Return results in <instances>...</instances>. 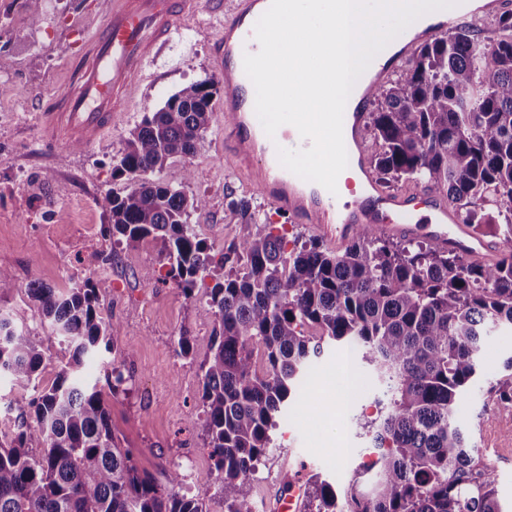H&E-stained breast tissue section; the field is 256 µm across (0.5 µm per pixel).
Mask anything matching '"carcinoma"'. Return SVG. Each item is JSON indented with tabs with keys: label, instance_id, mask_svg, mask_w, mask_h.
<instances>
[{
	"label": "carcinoma",
	"instance_id": "carcinoma-1",
	"mask_svg": "<svg viewBox=\"0 0 512 512\" xmlns=\"http://www.w3.org/2000/svg\"><path fill=\"white\" fill-rule=\"evenodd\" d=\"M485 42L463 25L424 43L397 79L378 88L368 128L379 143L374 169L389 183L424 179L462 203V222L491 234L492 264L464 261L426 241L402 245L371 230L341 253L317 238L288 239L251 211L230 207L250 230L213 251L188 224L205 206L158 174L190 159L207 131L212 82L183 86L129 132L113 168L129 189L98 206L112 236L128 244L162 240L167 276L193 294L206 278L199 313L214 322L211 355L200 364L205 448L224 512H253V474L273 442L281 412L298 399L324 346H349L376 371L387 403L370 422L376 459L370 493L344 495L315 484L309 512H503L496 478L455 423L482 368L493 328H512V13ZM506 206L484 223V206ZM99 277L60 292L30 284L43 323L69 358L38 388L44 340L0 312V380L35 395L8 404L17 430L0 435V512H206L203 503L140 471L112 432L97 384L80 367L109 350ZM491 392L512 410V358Z\"/></svg>",
	"mask_w": 512,
	"mask_h": 512
}]
</instances>
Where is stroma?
<instances>
[{"mask_svg": "<svg viewBox=\"0 0 512 512\" xmlns=\"http://www.w3.org/2000/svg\"><path fill=\"white\" fill-rule=\"evenodd\" d=\"M106 0H42L39 21H31L27 0H0V55L11 65L0 70V268L11 272L16 289L0 290V311L33 335L47 337L36 301L24 287L36 283L59 290L85 279L108 278L103 299L110 351L104 361H89L84 372L96 380L112 417L121 447L130 449L139 470L163 477L176 461H193L191 494L207 512H223L212 463L204 447L199 366L210 352L213 324L198 308L203 289L185 296L167 279L160 241L115 243L110 221L98 206L102 195L124 193L125 179L112 175L129 132L144 114L161 106L184 85L219 81L213 42L219 14L211 0H195L181 29L138 76L130 103L111 132L91 146L49 149L39 138L37 113L49 105L79 51L82 33L99 28ZM223 89H216L212 121L192 159L193 177L183 181V162L172 159L162 179L186 194L205 196V208L189 221L214 248H226L247 232L227 207L229 196L247 199L253 210L285 225L300 239L311 236L278 213L256 189L242 185L224 157ZM96 262H89L91 253ZM156 272L153 281L145 270ZM192 339L184 358L174 352L181 333ZM512 357V332L495 330L486 337L481 360L486 373L460 409L457 419L471 446L498 475L496 490L504 512H512V447L482 448L477 422L485 409L500 411L490 381L504 373ZM129 376L124 390L111 389L110 361ZM383 386L370 366L341 346L326 347L314 359L305 389L273 434V446L255 475V512H274L278 497L312 491L326 480L337 490H370L372 478L362 468L369 460L371 435L366 428L377 415Z\"/></svg>", "mask_w": 512, "mask_h": 512, "instance_id": "1", "label": "stroma"}]
</instances>
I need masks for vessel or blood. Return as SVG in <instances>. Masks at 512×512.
I'll use <instances>...</instances> for the list:
<instances>
[{
	"instance_id": "obj_1",
	"label": "vessel or blood",
	"mask_w": 512,
	"mask_h": 512,
	"mask_svg": "<svg viewBox=\"0 0 512 512\" xmlns=\"http://www.w3.org/2000/svg\"><path fill=\"white\" fill-rule=\"evenodd\" d=\"M192 0H109L102 27L83 36L80 59L70 81L57 93L50 109L41 113L46 140L93 143L112 125L132 92V80L157 54L172 34ZM264 0H229L223 31L217 44L224 85V152L232 166L279 212L317 237L332 250L345 249L359 231L372 229L392 238H426L440 248L485 263L498 256L496 245L476 238L462 224L445 194L434 189L400 193L384 189L371 170L364 147V128L372 105V91L383 85L391 70L409 58L419 43L454 32L466 16L494 17L504 0H476L471 13L451 12L427 24L419 35L405 40L400 50L380 62L343 119V138L359 173L360 192L347 198L331 194L318 183L304 180L284 168L278 148L306 149L310 140L290 129L283 137L261 136L255 122L252 82L244 71L245 54L260 45L254 26ZM479 430L485 447L512 446V422L500 416L484 419Z\"/></svg>"
}]
</instances>
